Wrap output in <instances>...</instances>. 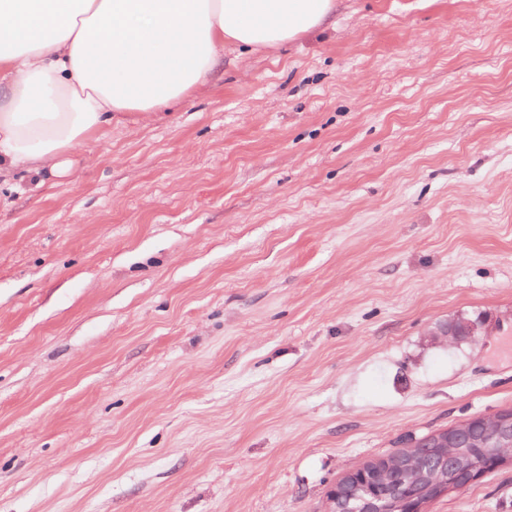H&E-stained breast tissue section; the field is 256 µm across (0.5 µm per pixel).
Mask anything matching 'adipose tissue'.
Masks as SVG:
<instances>
[{"mask_svg":"<svg viewBox=\"0 0 512 512\" xmlns=\"http://www.w3.org/2000/svg\"><path fill=\"white\" fill-rule=\"evenodd\" d=\"M336 0H0V183L67 174L114 114L146 117L204 85L225 43L271 48Z\"/></svg>","mask_w":512,"mask_h":512,"instance_id":"1","label":"adipose tissue"}]
</instances>
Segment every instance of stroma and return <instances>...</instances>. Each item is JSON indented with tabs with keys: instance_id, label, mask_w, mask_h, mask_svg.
Returning <instances> with one entry per match:
<instances>
[{
	"instance_id": "obj_1",
	"label": "stroma",
	"mask_w": 512,
	"mask_h": 512,
	"mask_svg": "<svg viewBox=\"0 0 512 512\" xmlns=\"http://www.w3.org/2000/svg\"><path fill=\"white\" fill-rule=\"evenodd\" d=\"M35 181L0 188V512H329L512 409V0H338ZM428 512H512V458Z\"/></svg>"
}]
</instances>
